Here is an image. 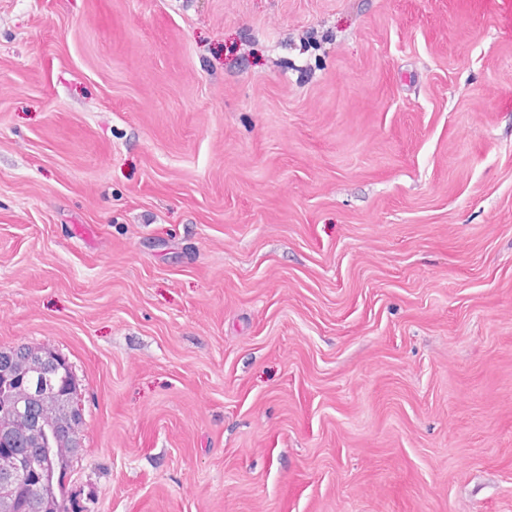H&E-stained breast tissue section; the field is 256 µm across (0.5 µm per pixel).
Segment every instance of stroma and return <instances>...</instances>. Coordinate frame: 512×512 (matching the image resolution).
<instances>
[{
  "mask_svg": "<svg viewBox=\"0 0 512 512\" xmlns=\"http://www.w3.org/2000/svg\"><path fill=\"white\" fill-rule=\"evenodd\" d=\"M75 512H512V0H0V349Z\"/></svg>",
  "mask_w": 512,
  "mask_h": 512,
  "instance_id": "obj_1",
  "label": "stroma"
}]
</instances>
